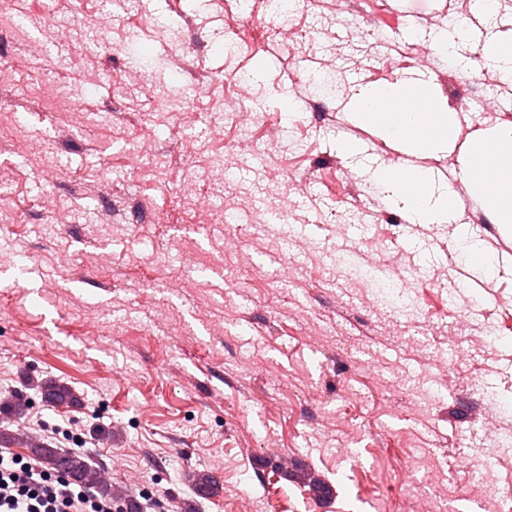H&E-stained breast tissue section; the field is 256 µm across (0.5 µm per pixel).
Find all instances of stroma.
<instances>
[{
    "mask_svg": "<svg viewBox=\"0 0 512 512\" xmlns=\"http://www.w3.org/2000/svg\"><path fill=\"white\" fill-rule=\"evenodd\" d=\"M281 12L0 0V390L144 512H404L418 486L447 512H512L487 492L512 485V446H495L512 436V232L462 174L481 131L512 129V83L479 66L475 35L512 44V0L486 15L473 0H301L284 35ZM446 29L463 33L455 72L432 40ZM418 72L456 132L411 155L358 119L356 96ZM323 74L335 90L312 92ZM185 84L200 95L178 98ZM232 112L256 118L252 158ZM278 125L301 145L271 156ZM417 168L449 221L408 223L374 180ZM187 184L219 211L190 218ZM399 274L406 308L382 292ZM36 381L75 403L47 404ZM309 476L326 493L300 491Z\"/></svg>",
    "mask_w": 512,
    "mask_h": 512,
    "instance_id": "obj_1",
    "label": "stroma"
}]
</instances>
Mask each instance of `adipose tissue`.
Masks as SVG:
<instances>
[{
  "label": "adipose tissue",
  "instance_id": "1",
  "mask_svg": "<svg viewBox=\"0 0 512 512\" xmlns=\"http://www.w3.org/2000/svg\"><path fill=\"white\" fill-rule=\"evenodd\" d=\"M359 100L361 120L377 127L406 153L432 152L447 147L451 141L452 121L447 113L413 111L410 96L403 94L400 86L379 93L361 91ZM477 144L464 168L465 178L490 199L499 224L512 231V131L484 134ZM375 179L404 202L413 218L432 222L447 219V197L425 192L422 173L413 171L395 179L381 171Z\"/></svg>",
  "mask_w": 512,
  "mask_h": 512
}]
</instances>
